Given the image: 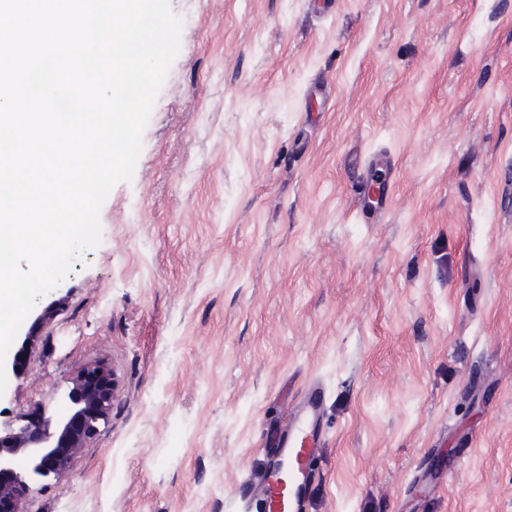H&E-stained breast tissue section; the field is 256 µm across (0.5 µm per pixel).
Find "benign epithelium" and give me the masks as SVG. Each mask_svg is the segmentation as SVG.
Returning <instances> with one entry per match:
<instances>
[{
  "label": "benign epithelium",
  "instance_id": "benign-epithelium-1",
  "mask_svg": "<svg viewBox=\"0 0 512 512\" xmlns=\"http://www.w3.org/2000/svg\"><path fill=\"white\" fill-rule=\"evenodd\" d=\"M113 390L109 369L91 363L73 377L66 412L36 405L5 417L0 410V512H24L34 482L66 471L107 421Z\"/></svg>",
  "mask_w": 512,
  "mask_h": 512
}]
</instances>
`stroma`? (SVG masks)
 <instances>
[{"mask_svg": "<svg viewBox=\"0 0 512 512\" xmlns=\"http://www.w3.org/2000/svg\"><path fill=\"white\" fill-rule=\"evenodd\" d=\"M315 3L170 0L133 179L9 348L15 414L64 412L90 363L115 382L26 512H246L314 380L309 512H512V0Z\"/></svg>", "mask_w": 512, "mask_h": 512, "instance_id": "obj_1", "label": "stroma"}]
</instances>
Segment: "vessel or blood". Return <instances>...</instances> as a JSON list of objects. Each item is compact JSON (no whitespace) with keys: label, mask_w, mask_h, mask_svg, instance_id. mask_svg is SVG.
Instances as JSON below:
<instances>
[{"label":"vessel or blood","mask_w":512,"mask_h":512,"mask_svg":"<svg viewBox=\"0 0 512 512\" xmlns=\"http://www.w3.org/2000/svg\"><path fill=\"white\" fill-rule=\"evenodd\" d=\"M325 405L323 388L309 385L275 424L247 492L255 512H308L315 463L325 448Z\"/></svg>","instance_id":"obj_1"}]
</instances>
